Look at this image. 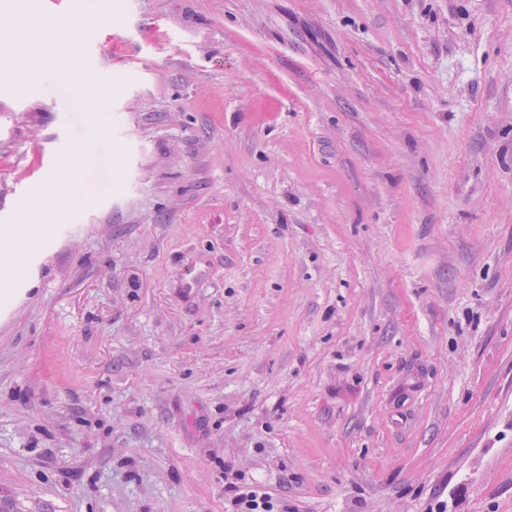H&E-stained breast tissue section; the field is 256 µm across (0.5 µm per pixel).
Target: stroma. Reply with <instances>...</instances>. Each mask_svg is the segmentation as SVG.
<instances>
[{
	"label": "stroma",
	"mask_w": 512,
	"mask_h": 512,
	"mask_svg": "<svg viewBox=\"0 0 512 512\" xmlns=\"http://www.w3.org/2000/svg\"><path fill=\"white\" fill-rule=\"evenodd\" d=\"M86 0L0 87L11 512H512V0ZM58 32L52 26L38 30L35 40L3 61L0 68L1 86H14L19 82L37 78L48 66H56L79 94L88 112H95L99 105V91L95 78L85 72L71 69L70 60L64 59L51 50ZM79 153L80 149H76L70 158L64 162L63 167L59 170L60 178L67 179L64 184L66 190H70L71 193L81 194L86 200H89L92 193L81 182V178L77 174V160ZM42 232L45 231L47 224H32L30 233H18L11 237L3 239L0 248V292L8 293L12 290V285L17 278V274L21 269L23 253L25 246L21 244L22 241L30 243L35 235L39 232V227ZM41 232V233H42ZM276 500L272 495L254 483L243 482L231 486L228 512H275Z\"/></svg>",
	"instance_id": "obj_1"
}]
</instances>
